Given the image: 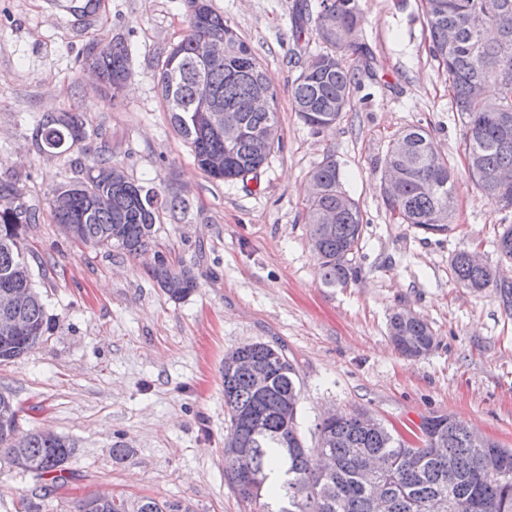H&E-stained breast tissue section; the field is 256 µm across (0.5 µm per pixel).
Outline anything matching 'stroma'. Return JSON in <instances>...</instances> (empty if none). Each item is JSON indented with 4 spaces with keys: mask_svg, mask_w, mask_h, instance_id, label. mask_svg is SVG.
Listing matches in <instances>:
<instances>
[{
    "mask_svg": "<svg viewBox=\"0 0 512 512\" xmlns=\"http://www.w3.org/2000/svg\"><path fill=\"white\" fill-rule=\"evenodd\" d=\"M302 2L210 0L271 78L282 135L256 177L224 183L196 166L157 86L161 60L189 31L188 0H97L85 17L71 0H0V176L39 210L26 259L50 318L38 346L0 363V392L19 407L20 430L52 431L75 449L65 491L0 460V512H19L23 496L40 512H74L97 492L177 500L188 512H251L224 472V355L249 342L295 365L308 448L327 412L355 410L392 431L445 413L512 448V311L494 289L471 292L450 270L455 253L474 251L512 282V261L493 245L512 211L492 205L464 167L465 127L429 53L421 2L355 0L358 41L373 61L357 72L350 110L322 134L290 95L316 50L296 42ZM115 40L131 54L132 75L108 100L80 57ZM61 112L78 113L91 132L105 128L113 163L130 177L187 199L185 213H162L140 256L86 246L54 223L53 189L100 151L91 135L74 154L40 152V118ZM418 123L457 175L455 222L444 234L399 223L382 200L380 159ZM329 157L364 218L357 276L344 288L323 284L305 223L308 173ZM160 257L193 275L185 299L153 278ZM403 309L437 336L424 357L402 356L389 339L388 316ZM116 448L129 456L113 458Z\"/></svg>",
    "mask_w": 512,
    "mask_h": 512,
    "instance_id": "stroma-1",
    "label": "stroma"
}]
</instances>
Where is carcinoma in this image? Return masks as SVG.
<instances>
[{"mask_svg":"<svg viewBox=\"0 0 512 512\" xmlns=\"http://www.w3.org/2000/svg\"><path fill=\"white\" fill-rule=\"evenodd\" d=\"M430 52L448 75L452 105L465 120L464 158L470 178L490 202L512 198V187L492 194L489 177L496 170L512 168V87L499 88L497 98H472L470 85L482 80L494 84L493 74L512 69V57L499 53L500 40H512V0H421ZM189 34L175 45L161 62L158 86L166 111L178 134L190 145L197 166L214 179L225 182L257 172L280 144L267 143L261 132L280 129L277 91L250 47L215 12L209 0H190ZM475 14L485 17L484 25L470 23ZM311 32L323 50L310 57L295 79L292 103L295 112L315 132H324L350 107L356 85L355 69L346 60L353 51L369 60L367 49L355 45L354 36L362 16L354 0H318L309 17ZM459 30V40L448 46V26ZM198 36L224 40L228 52L224 60L199 64L192 55V42ZM87 56L96 59L102 76V91L114 99L113 87L124 84L131 75V56L121 41L91 48ZM235 114L247 134L231 150L224 172L206 168L210 153L224 151V137L217 135L198 111L200 84ZM270 91L267 111L253 109V95ZM101 139V150L86 168L82 190L70 196L64 208L50 207L54 221L74 239L94 247L119 249L130 256L148 248L158 228L160 212L184 213L186 199L172 195L160 198L154 187H146L128 175L117 189H109L112 201L93 208L90 199L102 189L92 178L115 169L112 145L107 134L94 131ZM39 149L56 155L74 151L88 132L75 114L47 115L38 124ZM406 153L397 152L399 141ZM430 132L421 125H410L388 145L382 167L395 165L402 172V190L394 200H384L391 214L402 224H412L427 233L444 234L453 223L456 210L454 167L429 149ZM309 179L321 188L309 199L306 220L309 240L323 270V283L331 288L345 287L354 276L352 260L358 251L363 216L358 203L343 210L329 229L319 227L324 208L336 207L345 194L336 162L328 159L314 167ZM448 209V223L433 222L435 211ZM39 221V211L23 205L21 210L0 208V283L7 280L20 288L33 290L21 318L30 325L22 337L9 338L0 332V359L18 358L34 349L49 328V318L38 292L25 251L19 247L29 225ZM455 282L473 292L496 290L503 306L512 307V283L499 278L497 270L471 264L465 251L451 259ZM153 277L173 299L187 297L196 287L189 271L174 270L165 261L153 269ZM389 336L403 356L415 358L410 347L437 344L436 336L423 318L405 321L400 312L389 317ZM236 358L266 365L273 363L265 394L258 398L251 375L244 365L224 371V412L226 432L235 444L224 445V470L237 495L253 505L255 512H377L378 503L386 512H512V448L496 442L485 448L471 443V430L447 414L431 415L421 421L420 444L406 446L384 426L366 429L359 413L338 415L316 425L320 458L307 451L298 431L297 410L301 394L296 369L285 354L272 357V347L262 342L245 343L228 352L224 359ZM496 452L507 460L508 471L493 476L482 465L484 455ZM74 448L62 437L44 438L33 431L15 429L0 432V454L22 455L38 462L36 476L50 477L58 490L69 489L66 465ZM78 512H185L179 502L153 498L119 505L97 502L93 496L77 503Z\"/></svg>","mask_w":512,"mask_h":512,"instance_id":"carcinoma-1","label":"carcinoma"}]
</instances>
